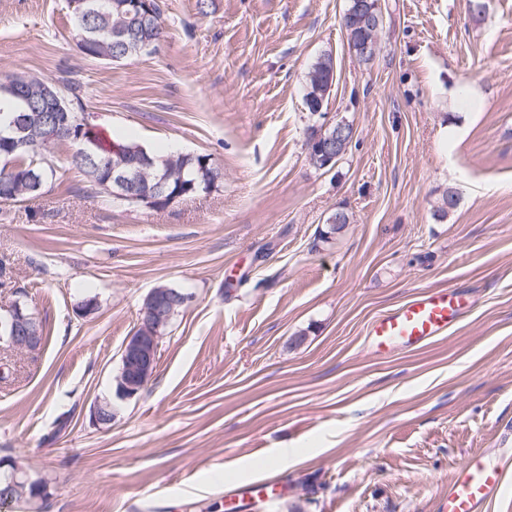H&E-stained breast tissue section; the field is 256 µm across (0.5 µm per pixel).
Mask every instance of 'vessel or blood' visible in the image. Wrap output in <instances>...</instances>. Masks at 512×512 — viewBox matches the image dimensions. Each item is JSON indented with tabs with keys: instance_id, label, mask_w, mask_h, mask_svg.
Returning <instances> with one entry per match:
<instances>
[{
	"instance_id": "b4317fda",
	"label": "vessel or blood",
	"mask_w": 512,
	"mask_h": 512,
	"mask_svg": "<svg viewBox=\"0 0 512 512\" xmlns=\"http://www.w3.org/2000/svg\"><path fill=\"white\" fill-rule=\"evenodd\" d=\"M462 312L460 296L445 290L425 292L371 321L372 347L380 355L397 346L418 347L447 335ZM503 474V467L489 464L481 454H470L448 484L447 512H485L501 490Z\"/></svg>"
}]
</instances>
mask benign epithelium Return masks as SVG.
<instances>
[{"mask_svg": "<svg viewBox=\"0 0 512 512\" xmlns=\"http://www.w3.org/2000/svg\"><path fill=\"white\" fill-rule=\"evenodd\" d=\"M323 129L330 130L326 137L327 144L319 148L321 162L329 167L336 159L335 149L340 143L354 136V128L345 120L327 123ZM152 180L146 192L154 195L165 193L169 176L154 169L153 161L144 153L135 159L112 167L110 181L112 193L125 197L133 190ZM191 296L185 292H172L167 288L151 289L145 297L137 328L124 342L121 367L116 376V393L121 399H131L148 383L157 366V353L162 326L167 322L165 309L176 305L184 306ZM39 320L26 304L16 300L7 309V314L0 316V342L20 352H32L40 348L38 331ZM117 412L116 407L108 401H100L91 409V417L97 425H109Z\"/></svg>", "mask_w": 512, "mask_h": 512, "instance_id": "7a95c632", "label": "benign epithelium"}]
</instances>
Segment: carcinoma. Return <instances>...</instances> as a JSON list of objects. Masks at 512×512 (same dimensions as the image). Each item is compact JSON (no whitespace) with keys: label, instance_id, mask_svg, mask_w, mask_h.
Listing matches in <instances>:
<instances>
[{"label":"carcinoma","instance_id":"obj_1","mask_svg":"<svg viewBox=\"0 0 512 512\" xmlns=\"http://www.w3.org/2000/svg\"><path fill=\"white\" fill-rule=\"evenodd\" d=\"M114 0H92L96 14L89 16L88 22L82 24L74 20L76 33H86V28L97 31L88 47L85 56L107 62H122L143 54L153 52L145 44H156L163 36L161 12L158 4L153 10L144 11V18L136 24L125 25L126 16L112 6ZM126 26L127 35L124 42H112V33L121 26ZM342 28L345 32L349 51L356 60L363 64L370 63L375 55L365 54L360 50L361 42L366 36L379 38V32L373 30L362 18L355 21L342 17ZM334 60L331 54L320 55L311 65L308 72L305 105L309 112H314V105L331 94ZM59 87L67 100L74 104L72 110L79 113L85 111L83 102L77 94V85L66 77L49 81L38 76L16 75L8 82L0 83V103L8 101L13 105L7 125L8 133L14 136L13 125H22L26 129V140L21 145L7 146L0 141V186L8 183L17 192L13 201H34L42 197L49 180L53 179L54 170L37 161L52 153V149L60 144L70 147L69 164L80 170L88 183V189L96 198L110 204L113 201L108 182L112 165L126 158L130 151L142 147L137 141L111 133L101 135L92 125L77 127L74 135L58 122L54 116L44 110L41 99L42 87ZM57 133L56 142L46 145L45 139L51 133ZM154 161L155 169L167 171L172 175L168 185V195L182 199L207 192L210 186L223 179V174L206 154H194L170 151L162 154L147 152ZM16 465L9 461L0 462V505L25 503L29 498L22 497L11 485L12 470Z\"/></svg>","mask_w":512,"mask_h":512}]
</instances>
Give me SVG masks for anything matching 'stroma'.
I'll use <instances>...</instances> for the list:
<instances>
[{"label": "stroma", "mask_w": 512, "mask_h": 512, "mask_svg": "<svg viewBox=\"0 0 512 512\" xmlns=\"http://www.w3.org/2000/svg\"><path fill=\"white\" fill-rule=\"evenodd\" d=\"M483 2L382 0L364 65L347 0H160L158 49L109 64L77 48L67 0H0V81L69 76L102 129L224 173L162 212L105 206L62 145L47 193L0 208V307L23 298L43 325L37 352L0 349V458L51 493L25 512H226L261 480L251 512H444L474 451L506 466L487 512H512V0ZM327 52L325 118L355 137L324 172L304 94ZM458 87L478 111L450 107ZM338 209L350 224L322 239ZM160 284L191 299L147 385L95 425ZM430 289L466 297L457 324L373 354L370 322ZM355 1L356 0L348 1L347 8L342 17V28L346 35L349 51L353 54V56L356 58V60L359 63L368 64L376 57L377 53L375 51L374 54H372V53L364 54L360 50L361 42L364 39L365 35L371 37L374 34V38H375L376 42L378 43V50H377V52H378L379 51L378 38H379V34L383 30L384 23L381 24V26H380V18L376 14H373L371 11H369L366 14L365 19L370 20L371 27H375L374 30H377L380 26L379 30H377L376 32H374V30L370 27L368 21L362 25L363 16H357L358 18L355 21L349 20L348 19L349 17L347 14L350 11V9L354 6Z\"/></svg>", "instance_id": "35a3bbf8"}]
</instances>
